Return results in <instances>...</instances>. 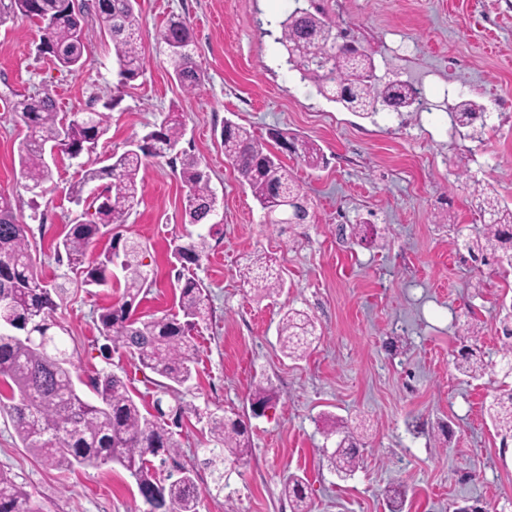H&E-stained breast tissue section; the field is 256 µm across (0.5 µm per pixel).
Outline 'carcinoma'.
Listing matches in <instances>:
<instances>
[{
  "label": "carcinoma",
  "mask_w": 512,
  "mask_h": 512,
  "mask_svg": "<svg viewBox=\"0 0 512 512\" xmlns=\"http://www.w3.org/2000/svg\"><path fill=\"white\" fill-rule=\"evenodd\" d=\"M136 0H93L75 6L71 0H0V24L22 16L36 21L40 31L37 51L49 55L63 68L76 71L88 63L85 44L77 33L92 18L110 35L120 83L136 79L142 72L144 46ZM280 43L287 52L290 69L311 82L325 98L350 112L371 115L381 110H419L421 99L414 86L402 80H385L375 73L372 55L353 54V40L336 29L318 8H296L281 23ZM159 38L168 47L174 76L189 90L200 75L194 61V35L179 17L171 18ZM15 112L26 134L20 143L21 177L36 189L53 178L45 157V145L70 159L92 154L107 133V116L100 112L58 111L56 99L47 89L19 101ZM484 113L475 101H460L450 113L452 125L471 128ZM184 131L180 115L170 112L153 126L140 142L132 143L109 163L84 170L70 194L82 200L83 188L99 182L93 191L94 212L88 220L76 219L66 225L56 244L64 252L70 268L85 285L106 286L109 266L120 264L126 272L121 302L102 309L99 331L115 350L137 357L141 366L162 378V392L188 388L196 374L198 349L193 332L209 319L206 289L193 268L208 255L206 236L188 237L172 249L178 267V312L143 318L136 314L139 296L149 282L144 270L145 248L137 240H121L115 233L109 248L94 262H86L89 246L106 232L127 223L138 203L144 159L175 153ZM270 138L286 142L290 152L317 168L324 161L318 144L276 130ZM224 156L242 184L249 187L271 224H309L312 202L288 166L269 143L240 124H225L221 134ZM172 161L180 163L178 177L187 188L183 220L186 224H208L212 219L214 192L209 174L195 155L183 150ZM471 196L481 226L468 234L463 245L474 260H493L512 268L502 258L512 256V207L498 197L497 190L479 180L472 181ZM239 275L243 283L271 294L283 288V279L272 258L256 254ZM57 288L44 284L28 239V225L16 215L9 197L0 195V405L8 410L14 432L22 447L36 454L43 465L68 470L76 465L111 462L132 478L145 505L144 512H200L204 495L224 492V477L246 465L251 455L246 424L225 415L209 413L206 424L212 447L202 457L185 465L180 462L181 443L172 427L180 425L186 408L180 402L163 406L154 401V411L143 408L127 382L115 373H99L85 383L94 398L88 399L77 387L73 355L61 338L51 332ZM500 320L504 357L512 372V303L502 304ZM479 333L475 325L461 336L463 351L458 371L475 379L484 373V364L467 342ZM282 349L290 358L304 357L312 344L315 325L310 316L291 310L281 320ZM512 388L504 390L487 413L501 436L502 444L512 439ZM332 433L348 443L327 455L338 473L359 468L354 451L355 432L342 421H332ZM206 471L211 484L200 486L199 472ZM284 490L292 498L294 512H308L303 477L290 474ZM389 512H404L406 491L397 487L386 493ZM0 512H41L31 491L0 470Z\"/></svg>",
  "instance_id": "cac0c4a2"
}]
</instances>
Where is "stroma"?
<instances>
[{"label":"stroma","mask_w":512,"mask_h":512,"mask_svg":"<svg viewBox=\"0 0 512 512\" xmlns=\"http://www.w3.org/2000/svg\"><path fill=\"white\" fill-rule=\"evenodd\" d=\"M145 62L133 82H118L115 51L96 22L84 27L90 61L70 71L38 55L39 31L16 17L0 25V192L28 226L38 273L60 286L56 319L81 379L127 376L151 404L157 377L136 359L105 350L101 308L112 286L89 287L57 258L65 226L87 211L69 192L83 166H94L141 138L170 111L184 115L183 149L195 153L218 198L211 223L183 221L187 189L170 158H148L138 206L119 232L146 248L148 292L142 315L175 312L174 241L206 235L210 249L195 273L211 319L196 343L197 375L179 396L194 412L182 421L185 460L210 447L202 414L249 412L251 388L265 382L276 398L252 419L253 457L230 472L219 497L201 512H291L282 489L289 473L308 480L309 512H388L384 489L403 484L406 512H455L480 501L512 512V444L501 447L486 408L503 385L499 311L512 296V272L472 262L454 244L453 225H473L474 207L461 171L495 185L512 200V0H315L337 28L373 52L379 75L420 89L428 112H382L364 118L320 95L289 70L280 21L295 0H138ZM186 19L196 43L198 86L170 75L158 33ZM50 89L59 111L102 112L108 132L84 161L57 156L54 178L39 197L24 187L18 146L25 130L14 112L22 96ZM483 105V126L458 134L449 112L461 98ZM315 140L327 163L312 168L282 154L314 204L312 223L290 229L262 221L250 190L224 157L225 121ZM340 224H364L366 241L340 240ZM276 259L284 288L261 296L237 271L255 253ZM308 312L316 336L307 357H286L283 315ZM479 328L486 369L465 381L455 369L466 325ZM354 429L360 466L337 476L320 449L330 418ZM450 424L449 443L432 435ZM0 469L34 493L43 512H142L137 488L119 466L47 468L22 448L0 410Z\"/></svg>","instance_id":"1"}]
</instances>
